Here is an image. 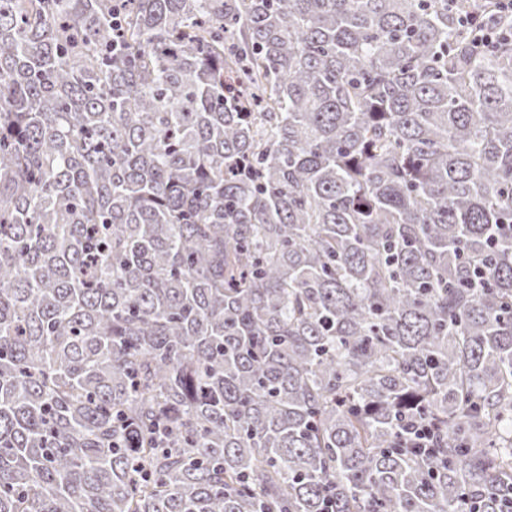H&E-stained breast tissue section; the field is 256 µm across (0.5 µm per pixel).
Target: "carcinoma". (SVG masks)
<instances>
[{"instance_id":"cac0c4a2","label":"carcinoma","mask_w":512,"mask_h":512,"mask_svg":"<svg viewBox=\"0 0 512 512\" xmlns=\"http://www.w3.org/2000/svg\"><path fill=\"white\" fill-rule=\"evenodd\" d=\"M486 24L512 29L495 0H0V512H508Z\"/></svg>"}]
</instances>
